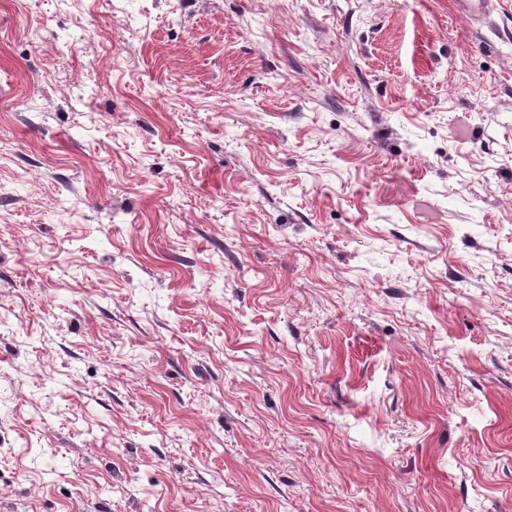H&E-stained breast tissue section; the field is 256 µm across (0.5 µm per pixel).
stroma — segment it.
<instances>
[{
    "label": "stroma",
    "instance_id": "35a3bbf8",
    "mask_svg": "<svg viewBox=\"0 0 512 512\" xmlns=\"http://www.w3.org/2000/svg\"><path fill=\"white\" fill-rule=\"evenodd\" d=\"M0 512H512V0H0Z\"/></svg>",
    "mask_w": 512,
    "mask_h": 512
}]
</instances>
